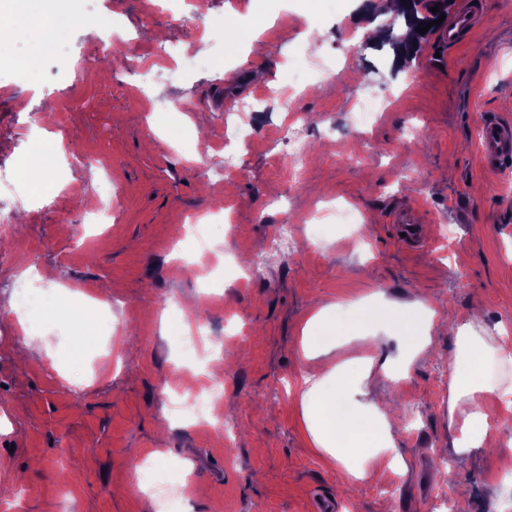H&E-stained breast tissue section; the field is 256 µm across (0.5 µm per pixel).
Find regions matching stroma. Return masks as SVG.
Instances as JSON below:
<instances>
[{
	"label": "stroma",
	"mask_w": 512,
	"mask_h": 512,
	"mask_svg": "<svg viewBox=\"0 0 512 512\" xmlns=\"http://www.w3.org/2000/svg\"><path fill=\"white\" fill-rule=\"evenodd\" d=\"M102 2L80 0L77 24L44 50L37 78L16 69L0 94V163L19 164L15 190L0 192V208L15 212L0 248V300L13 298L21 265L52 269L71 300L109 292L105 329L139 353L118 365L103 344L86 347L90 379L72 388L71 352L92 325L48 313V287L25 335L0 316V486L15 512H316L323 499L335 512H440L456 484L468 489L469 512H512V412L493 426L495 454L452 457L448 366L436 357L452 346L449 326L512 323V177L483 171L476 151L480 120L512 121V0H484L469 43L440 57L427 37L400 67L390 47L350 24L361 15L385 29L393 17L384 0H316L310 9L299 0H197L194 12L173 16L155 11V0H112L118 43L97 23ZM316 27L317 41L307 35ZM163 42L193 58L141 95L129 62L152 60ZM83 49L104 61L62 95L67 61ZM363 97L379 106L361 125L354 110ZM251 98V135L237 143L242 168L228 194V183H208V167L224 152L225 113ZM23 103L66 134L58 143L31 133L18 158L12 114ZM291 114L306 145L296 164L278 145ZM106 171L119 213L78 237ZM409 203L424 206L427 232L407 252L388 216ZM336 206L353 210L357 224L318 223ZM220 208L227 222L211 242L220 267L210 272L182 234ZM284 220L296 235L288 254L272 246ZM257 253L267 258L258 273L249 262ZM422 297L436 312L430 355L377 316ZM191 298L212 324L198 347L160 325L165 311L181 322ZM318 299L340 305L333 359L355 354L356 337L378 336L379 359L406 372L401 383H379L402 416L418 415L394 436L405 474L342 488L308 441L285 382L303 367L300 329ZM365 309L375 318L354 322ZM33 337L44 352L19 360ZM196 368L223 383L231 439L171 415L176 388H188ZM186 460L187 497L176 483ZM446 469L450 480H439Z\"/></svg>",
	"instance_id": "stroma-1"
}]
</instances>
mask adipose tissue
<instances>
[{
  "mask_svg": "<svg viewBox=\"0 0 512 512\" xmlns=\"http://www.w3.org/2000/svg\"><path fill=\"white\" fill-rule=\"evenodd\" d=\"M70 17L49 14L32 0L21 17L25 33L38 48L22 61L37 73L41 51L52 46L73 25ZM336 304L320 305L306 321L299 340L306 366L293 386L306 433L329 464L339 466L343 482L357 484L378 471L400 473L407 464L393 453V430L401 417L370 394L387 377L385 364L371 355L329 361L336 348ZM448 352V446L454 457L466 458L496 445L492 432L497 404L512 406V333L466 321L455 326Z\"/></svg>",
  "mask_w": 512,
  "mask_h": 512,
  "instance_id": "adipose-tissue-1",
  "label": "adipose tissue"
}]
</instances>
